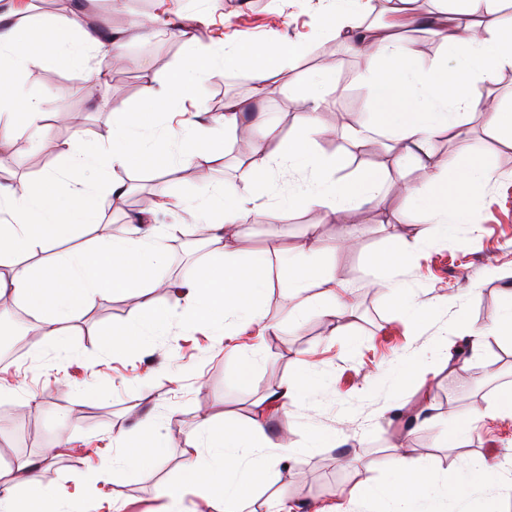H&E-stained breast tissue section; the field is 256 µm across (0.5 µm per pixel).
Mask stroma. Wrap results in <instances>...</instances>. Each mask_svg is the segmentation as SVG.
Instances as JSON below:
<instances>
[{"instance_id":"35a3bbf8","label":"stroma","mask_w":512,"mask_h":512,"mask_svg":"<svg viewBox=\"0 0 512 512\" xmlns=\"http://www.w3.org/2000/svg\"><path fill=\"white\" fill-rule=\"evenodd\" d=\"M13 5L19 10L18 20L25 23L64 21L79 10L104 31L128 30L136 15L171 18L186 10L195 21L191 44L173 33L164 39L128 38L123 44L124 80L106 75L92 94L85 91V72L67 63L29 69L23 76L27 87L51 92L45 124L56 140L78 133L85 147L106 143L115 112L126 102H144L162 90L196 48L220 54L234 44L273 50L288 41L304 43V53L285 63L277 88L259 104L282 134L303 124L305 114L296 98L325 72L344 92H324L318 118L328 135L319 139V150L345 154L340 141L349 128L372 122L358 56L344 40L316 34L328 0H66L62 10L51 8L50 0H0V9ZM252 96L246 72L215 68L198 84L193 98L176 101L169 113L155 117L144 137L179 150L195 132L197 108L218 114L226 101H248ZM41 149L36 138L0 142V170L9 175L0 191L9 193L35 181L30 163ZM451 156L482 158L492 179L472 203L473 223L459 225L447 237L433 235L402 276L415 301L431 309L426 323L413 327L400 302L375 284L374 251L410 240L425 224L404 195L389 189L377 214L353 209L343 223L326 224L313 210L279 209L273 215L281 226L278 238H268L264 225L255 224L236 245L242 258L271 248L305 257L311 247L308 227L318 225L321 257L335 265L349 287L347 312L341 319L314 315L290 324L288 302L276 283L262 303L272 325L262 339L236 336L221 341L178 318L168 335L151 338L147 348L112 355L107 342L113 328L137 321L147 305L183 301L176 282L187 267L209 262L206 242L195 235L175 234L180 248L168 253L169 287L96 300L76 321L67 323V352H59L48 338L41 346L30 345L11 359H0V388L6 391L0 397V424L16 427L0 442V471H10L18 457L35 458L47 451L51 457L36 471V478L56 488L79 512H163L158 490L178 481L185 449L199 441L200 418L247 425L259 401L287 383L295 371L310 368L317 375L313 390L298 400L288 418L269 420L271 439L284 440L294 448V456L271 469L268 482L243 503V512H267L282 495L293 512H325L336 504L342 512H389L390 501L360 493L359 488H394L399 477L384 462L396 453L471 487L468 498L438 500L433 512H512V499L484 485L473 468L484 458L512 478V416L494 410L499 394L512 388V344L493 339L463 363L438 365L440 350L452 354L461 345L460 315H467L473 325L493 326L512 292V146L489 132L482 115L475 113L469 118L467 136L446 132L436 139L430 163L438 167ZM242 161L227 138L215 160L170 168L168 204L155 209V224L183 223L181 203L203 204L211 187L221 181L251 194L252 186L239 181ZM125 174L128 195L105 198L101 211L102 221L116 229L137 211L130 193L148 188L146 169L135 166ZM391 215L396 218L392 224L387 221ZM346 229L354 233L356 248H336ZM255 343L261 350L252 386L246 390L239 384L241 364L231 348ZM418 360L436 372L420 393L402 380L404 368ZM422 395L433 424L413 427L407 411ZM476 406L487 410L476 428L458 446H442V435ZM146 422L170 441L163 458L143 468L117 469L116 486L89 488L86 475L119 459L127 440ZM316 434L340 435L347 443L313 449L309 440ZM116 488L121 491L117 501L112 498Z\"/></svg>"}]
</instances>
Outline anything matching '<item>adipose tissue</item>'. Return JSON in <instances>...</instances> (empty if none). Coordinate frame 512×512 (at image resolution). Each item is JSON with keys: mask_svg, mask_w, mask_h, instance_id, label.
Returning <instances> with one entry per match:
<instances>
[{"mask_svg": "<svg viewBox=\"0 0 512 512\" xmlns=\"http://www.w3.org/2000/svg\"><path fill=\"white\" fill-rule=\"evenodd\" d=\"M369 2L331 0L321 33L340 36L358 30ZM413 2L396 0L391 24L362 39L360 78L378 127L397 142L426 152L443 132L464 134L466 117L479 112L488 128L512 145V113L483 103L476 93L478 86L493 85L503 70L512 69V15L503 13L506 0H457L455 10L429 17V24L439 28L452 58L426 67L419 65L400 36L416 22ZM118 47L117 40L83 29L74 19L62 24L33 21L23 25L13 20L11 13L0 12V112L13 117L0 135L47 134L44 116L50 101L48 90L25 91L20 85L22 74L29 68H49L64 60L97 81L106 70L101 64L91 66V59L97 57L102 62ZM301 52V47L291 42L279 55L246 45L237 46L221 60L199 54L195 63L172 73L167 87L152 97L150 107L133 101L122 108V118L112 128L108 147L85 149L77 135L63 142L50 141L51 150L69 163L72 182L59 187L49 174L0 200V296L12 295L39 314L44 335L62 346L66 343L65 323L79 318L96 299L160 286L167 266L168 234L141 216L100 237L92 248L56 259L43 260L39 254L71 237L77 229L100 224L103 198L124 192L122 183L108 180L110 171L148 163L173 167L216 158L215 144L204 134L188 141L175 155L143 143L139 132L146 126L148 114L170 111L175 100L191 97L197 78L220 65L244 70L255 94H266L281 73L284 60ZM322 103L317 92L302 97L305 121L289 135H281L276 124L266 123L263 140L271 149L266 152L261 145L253 146L254 157L243 167L241 179L259 186L275 170L298 174V189L289 194L286 207L313 209L323 221L335 223L352 208L377 210L386 175L381 168L355 176L340 175V160L317 148L323 134L317 117ZM89 170L102 176L100 185L84 183L83 175ZM490 180V171L478 159L453 157L442 167L427 171L423 181L406 186L405 195L419 203L428 226L403 247L375 254L373 264L383 274L382 286L406 302L400 276L416 252L428 244L431 231L444 235L453 225L470 223L468 202L482 193ZM269 210L263 195L243 196L232 184L216 187L207 209L188 210L190 224L205 232L213 260L203 272L192 268L185 272L181 286L188 297L181 306L183 315L228 336L246 331L264 335L269 325L257 304L276 276L287 284L290 321L299 323L312 315L336 318L344 313L346 285L337 277L335 266L317 255L303 261L277 249L239 259L234 249L237 238ZM405 311L416 325L428 316L427 309L407 302ZM171 316L170 306H148L138 323L113 329L110 351L121 354L143 344L147 336L164 334ZM198 427L217 457L207 461L198 449H188L180 482L161 489L167 500L166 512H184V493L194 488L205 490L211 512H239L245 493L256 486L259 475L293 454L287 444L269 439L259 419L252 420L244 431L208 418L201 419ZM389 465L400 477L391 495V512H423L431 498L451 492L461 499L469 492L466 485L451 487L437 481L406 457L393 458ZM34 469V461L20 458L14 465L15 477L0 475V512H64L56 491L33 478Z\"/></svg>", "mask_w": 512, "mask_h": 512, "instance_id": "1", "label": "adipose tissue"}]
</instances>
